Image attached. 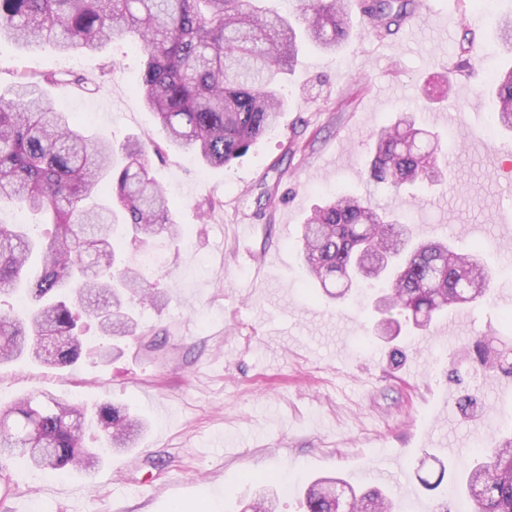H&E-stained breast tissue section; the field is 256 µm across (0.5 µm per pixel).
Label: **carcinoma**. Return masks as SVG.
I'll list each match as a JSON object with an SVG mask.
<instances>
[{
  "label": "carcinoma",
  "instance_id": "cac0c4a2",
  "mask_svg": "<svg viewBox=\"0 0 512 512\" xmlns=\"http://www.w3.org/2000/svg\"><path fill=\"white\" fill-rule=\"evenodd\" d=\"M284 16L264 0H0V38L25 48L50 43L65 54L102 50L129 36L144 56L139 95L159 119L168 147L223 167L275 127L284 99L282 70L297 62L303 44L337 52L350 36L348 0H297ZM409 0H368L363 13L382 35L410 14ZM464 55L448 67L447 89L470 74ZM493 118L512 130V66L489 76ZM65 77L23 75L0 94V203L18 201L45 215L50 235L29 234L23 224H0V298L22 293L23 319L0 311V365L24 357L53 368L73 365L82 352L78 322L95 321L108 338L137 335L128 300H153L140 272L121 263L114 232L132 238L180 235L176 211L151 175L149 138L120 146L87 133L60 112L42 89ZM124 164L114 166L116 154ZM438 148L428 131L405 113L377 132L363 197L341 191L313 209L302 225L300 254L321 288L385 284L375 308L383 323L401 329L397 313L427 328L450 309L491 299L492 272L478 258L481 245L459 249L446 240L419 242L404 212L375 198L394 199L407 189L439 180ZM467 351L488 377L512 374V362L477 339ZM93 418L109 451L133 448L146 429L127 409L94 412L47 394L0 408V458H21L36 469L92 470L102 461L85 446ZM470 490L472 512H512V435L478 451L459 478ZM335 478L314 482L304 512H336ZM348 512H394L378 491L347 489Z\"/></svg>",
  "mask_w": 512,
  "mask_h": 512
}]
</instances>
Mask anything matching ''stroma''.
I'll return each instance as SVG.
<instances>
[{
    "label": "stroma",
    "mask_w": 512,
    "mask_h": 512,
    "mask_svg": "<svg viewBox=\"0 0 512 512\" xmlns=\"http://www.w3.org/2000/svg\"><path fill=\"white\" fill-rule=\"evenodd\" d=\"M512 0H422L392 35L352 12L336 55L310 48L281 76L288 106L275 129L222 168L166 151L149 163L177 207L182 237L121 244L124 265L151 264L156 299L138 306L147 333L167 337L159 358L130 337L107 359L95 323L86 354L61 371L0 367V407L41 391L95 408L130 407L148 429L136 447L89 472L34 471L0 461L9 491L0 512H240L254 476L272 475L277 512H302V490L322 476L371 487L386 463L402 512H469L440 477L452 448L494 441L512 425V376L486 378L466 347L512 346V131L497 128L484 86L512 61L492 17ZM469 27H462V20ZM472 30L481 53L469 78L437 99L435 84ZM143 56L127 38L99 53L63 55L0 41V88L21 76L71 71L49 87L56 107L121 143L161 138L137 93ZM432 131L448 172L403 203L417 237L482 243L491 302L451 310L428 330L379 336L366 299H330L310 284L299 228L337 191L365 194L373 135L404 109ZM276 186L274 202L263 184Z\"/></svg>",
    "instance_id": "stroma-1"
}]
</instances>
